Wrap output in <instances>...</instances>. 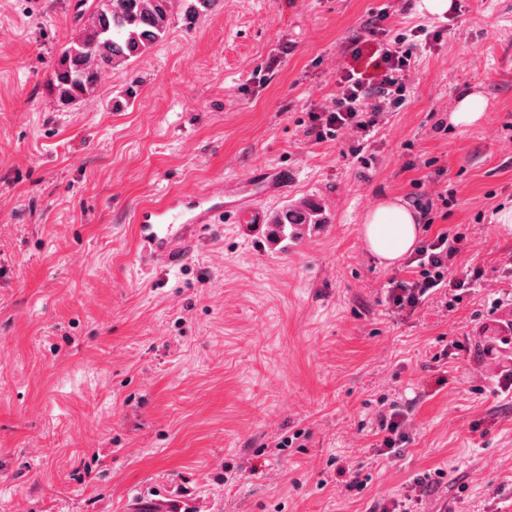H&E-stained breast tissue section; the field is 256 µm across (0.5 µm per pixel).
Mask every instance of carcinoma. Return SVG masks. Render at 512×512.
<instances>
[{
  "label": "carcinoma",
  "instance_id": "cac0c4a2",
  "mask_svg": "<svg viewBox=\"0 0 512 512\" xmlns=\"http://www.w3.org/2000/svg\"><path fill=\"white\" fill-rule=\"evenodd\" d=\"M214 0H94L77 4V34L61 50L50 92L63 104L90 96L102 74L144 54L166 34L175 6L187 19L206 13ZM271 223L291 236L324 223L320 206L304 199L277 212Z\"/></svg>",
  "mask_w": 512,
  "mask_h": 512
}]
</instances>
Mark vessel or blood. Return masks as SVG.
Wrapping results in <instances>:
<instances>
[{"mask_svg":"<svg viewBox=\"0 0 512 512\" xmlns=\"http://www.w3.org/2000/svg\"><path fill=\"white\" fill-rule=\"evenodd\" d=\"M211 211L199 209L187 215L176 204H165L150 211L136 213L135 222L140 239L150 256L175 260L201 225L209 223Z\"/></svg>","mask_w":512,"mask_h":512,"instance_id":"obj_1","label":"vessel or blood"}]
</instances>
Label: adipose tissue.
I'll use <instances>...</instances> for the list:
<instances>
[{"label":"adipose tissue","instance_id":"1","mask_svg":"<svg viewBox=\"0 0 512 512\" xmlns=\"http://www.w3.org/2000/svg\"><path fill=\"white\" fill-rule=\"evenodd\" d=\"M420 234L417 212L397 199L378 204L364 218L368 249L389 266L398 264L414 249Z\"/></svg>","mask_w":512,"mask_h":512}]
</instances>
